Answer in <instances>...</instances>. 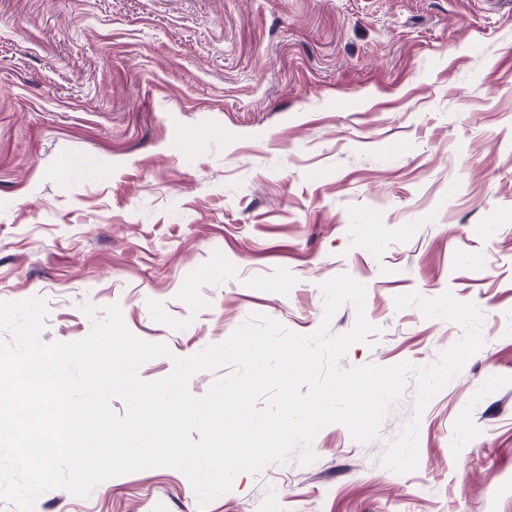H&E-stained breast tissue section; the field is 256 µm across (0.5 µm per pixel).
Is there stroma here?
Segmentation results:
<instances>
[{"label": "stroma", "instance_id": "stroma-1", "mask_svg": "<svg viewBox=\"0 0 512 512\" xmlns=\"http://www.w3.org/2000/svg\"><path fill=\"white\" fill-rule=\"evenodd\" d=\"M366 287L342 367H423L462 336L397 309L452 292L484 343L361 444L338 423L200 505L158 467L35 512H512V0H0V302L44 299L43 343L119 304L171 357L261 313L299 334L321 285ZM419 463L382 464L410 420Z\"/></svg>", "mask_w": 512, "mask_h": 512}]
</instances>
